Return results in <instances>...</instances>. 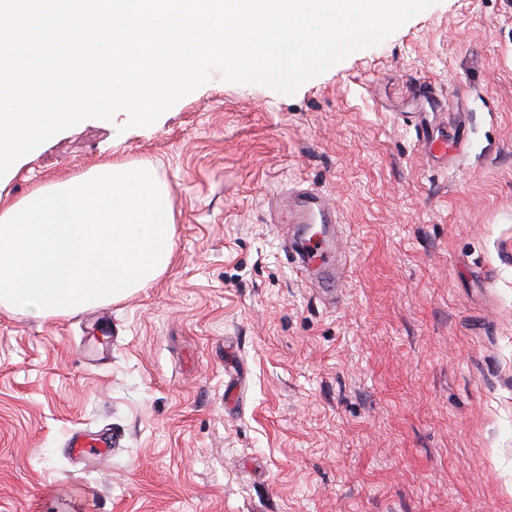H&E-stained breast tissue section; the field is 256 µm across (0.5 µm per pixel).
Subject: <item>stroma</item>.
<instances>
[{
    "instance_id": "35a3bbf8",
    "label": "stroma",
    "mask_w": 512,
    "mask_h": 512,
    "mask_svg": "<svg viewBox=\"0 0 512 512\" xmlns=\"http://www.w3.org/2000/svg\"><path fill=\"white\" fill-rule=\"evenodd\" d=\"M126 122L0 177L1 210L149 165L175 220L119 302L0 307V512H512V0H437L291 95L215 70ZM297 186L339 214L322 273L295 267ZM78 430L118 439L77 456Z\"/></svg>"
}]
</instances>
